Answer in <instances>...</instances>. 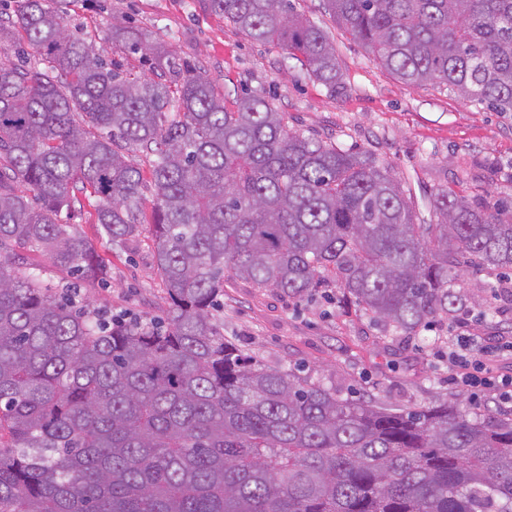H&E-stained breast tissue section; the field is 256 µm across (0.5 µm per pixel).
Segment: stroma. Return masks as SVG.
I'll use <instances>...</instances> for the list:
<instances>
[{
	"label": "stroma",
	"instance_id": "stroma-1",
	"mask_svg": "<svg viewBox=\"0 0 512 512\" xmlns=\"http://www.w3.org/2000/svg\"><path fill=\"white\" fill-rule=\"evenodd\" d=\"M79 0L73 23L105 34L132 23L163 40L171 53L202 67L217 89L248 88L270 94L289 128L348 149L367 151L392 165L424 208L437 185L477 202H512V112H497L437 85L410 86L384 70L368 50L337 28L320 0H293L296 10L322 26L336 43L342 87L330 91L278 47L248 39L223 17L203 11L197 0ZM76 218L92 244L105 281L76 291L77 307L146 320L168 307L153 270L154 231L146 224L127 248L112 247L95 221V198H80ZM495 272L471 268L455 287L487 342L512 337V301L495 294ZM217 320L226 339L272 367L336 387L394 408L448 400V342L456 318L415 336L395 334L382 322L356 312L338 289L319 288L302 297L258 290L236 280L224 286Z\"/></svg>",
	"mask_w": 512,
	"mask_h": 512
}]
</instances>
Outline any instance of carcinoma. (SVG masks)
I'll list each match as a JSON object with an SVG mask.
<instances>
[{
  "mask_svg": "<svg viewBox=\"0 0 512 512\" xmlns=\"http://www.w3.org/2000/svg\"><path fill=\"white\" fill-rule=\"evenodd\" d=\"M199 2L336 90L333 42L292 0ZM66 4L0 12V42L44 65L0 60V512H512V416L344 398L243 353L213 314L230 278L331 284L415 336L464 306L453 269L512 275V214L441 186L427 223L391 165L289 128L263 93L219 95L128 23L107 41L149 62L131 76ZM323 9L403 83L512 112V0ZM79 193L117 248L154 226L166 324L79 313L16 265L98 275ZM21 257L24 259V263L26 266H39L41 267L46 273V277L53 283L58 284L61 286L64 285L66 281L70 280L69 273L57 267L56 265H53V263L46 257L42 256L37 253L33 252H23L21 253Z\"/></svg>",
  "mask_w": 512,
  "mask_h": 512,
  "instance_id": "carcinoma-1",
  "label": "carcinoma"
}]
</instances>
